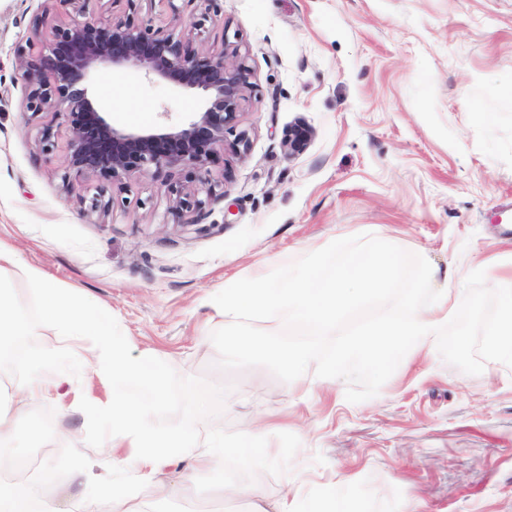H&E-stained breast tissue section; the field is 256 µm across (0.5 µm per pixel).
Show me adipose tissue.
<instances>
[{
    "label": "adipose tissue",
    "mask_w": 512,
    "mask_h": 512,
    "mask_svg": "<svg viewBox=\"0 0 512 512\" xmlns=\"http://www.w3.org/2000/svg\"><path fill=\"white\" fill-rule=\"evenodd\" d=\"M12 274L37 285L44 319L68 343L82 350L85 362L104 368L112 389L109 446L122 449L129 474L103 488L97 505L77 501L72 512H99L103 506L109 512H122L135 484L158 482L165 468L178 457L190 462L184 488H191L197 477L219 471L217 451L198 450L185 430L182 416L173 415L166 423L151 418L150 410L163 390L162 369L152 356L136 360L128 357L124 340L112 333L109 313L67 298L41 270L25 265L12 246L0 242V279ZM447 329V303L429 309L410 308L405 316L380 324L338 349L325 361L323 372L332 380L357 364L385 368L398 361L404 345L429 349L435 337ZM485 336L493 356L512 362V292L502 294L498 317L488 325ZM58 358L55 351L37 356L22 384L10 393L0 390V467L12 465L15 458L23 455L24 432L37 428L34 421L25 417L27 404L50 393Z\"/></svg>",
    "instance_id": "adipose-tissue-1"
}]
</instances>
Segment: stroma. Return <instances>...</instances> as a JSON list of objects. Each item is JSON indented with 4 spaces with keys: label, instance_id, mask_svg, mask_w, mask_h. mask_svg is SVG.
Returning a JSON list of instances; mask_svg holds the SVG:
<instances>
[{
    "label": "stroma",
    "instance_id": "1",
    "mask_svg": "<svg viewBox=\"0 0 512 512\" xmlns=\"http://www.w3.org/2000/svg\"><path fill=\"white\" fill-rule=\"evenodd\" d=\"M69 20L58 0H0V239L55 287L112 315V332L136 358L153 353L165 396L152 410L182 414L194 441L224 434L223 491L190 500L143 486L129 512H181L207 502L223 512H512V363L492 357L487 325L501 289L488 266L512 260V0H224L202 43L220 49L238 33L251 68L239 129L244 154L208 166L218 196L196 223H174L163 175L107 186L106 216L83 214L99 182L64 190L65 125L27 111L16 46H39L30 20L43 9ZM205 0L172 16L143 0L153 27L190 30ZM90 94L129 130L174 128L205 96L135 66L101 67ZM54 124L53 150L40 129ZM309 134L289 151L295 128ZM370 234L465 276L468 300L430 352L406 349L377 370L355 365L328 383L308 372L285 383L253 367L215 368L212 331L228 323L212 298L225 281L259 278L338 236ZM26 316L20 365L0 371L16 387L31 361L63 349L34 285L0 283ZM54 394L30 411L55 433L52 457L80 453L95 481L66 471L48 485L55 512L94 500L125 475L106 443L110 390L94 366L65 355ZM250 431L266 461L241 462ZM253 497L243 498L239 489Z\"/></svg>",
    "mask_w": 512,
    "mask_h": 512
}]
</instances>
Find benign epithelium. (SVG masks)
<instances>
[{
    "label": "benign epithelium",
    "instance_id": "1",
    "mask_svg": "<svg viewBox=\"0 0 512 512\" xmlns=\"http://www.w3.org/2000/svg\"><path fill=\"white\" fill-rule=\"evenodd\" d=\"M75 17L53 24L36 53L15 51L26 89V108L33 113H60L66 123L68 164L62 180L93 176L100 192L80 199L84 212L106 215L112 200L105 186L150 169L179 168L184 181L168 185L172 217L183 224L200 213L213 190L205 166L224 149L225 134L236 130L248 102L251 70L238 38L224 35L221 50L205 51L197 38L211 19L206 12L193 29H154L136 20L138 0H124V15L104 22L81 21L89 0H59ZM104 65H134L146 74L205 94L206 107L186 126L135 131L118 128L89 98L91 72ZM206 192V198L200 193Z\"/></svg>",
    "mask_w": 512,
    "mask_h": 512
}]
</instances>
